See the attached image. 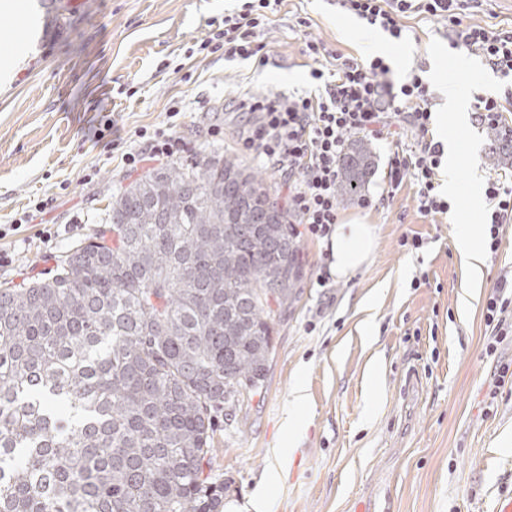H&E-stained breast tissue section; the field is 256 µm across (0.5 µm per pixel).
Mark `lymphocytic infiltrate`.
I'll return each instance as SVG.
<instances>
[{
  "label": "lymphocytic infiltrate",
  "instance_id": "1",
  "mask_svg": "<svg viewBox=\"0 0 512 512\" xmlns=\"http://www.w3.org/2000/svg\"><path fill=\"white\" fill-rule=\"evenodd\" d=\"M282 3L242 0L225 14L221 26L201 40L200 50L267 66L270 57L258 36ZM338 4L397 40L410 36L403 23L409 14L424 16L444 29L454 47L481 57L501 80L503 94L477 96L474 112L480 123L503 126L504 113L512 112V27L465 22L468 0H338ZM304 53L316 64L311 77L318 83L317 92L247 95L239 99L237 110L251 121L244 151L279 174L288 213L303 224L305 234L326 239L335 229L340 160L352 134L375 139L410 134L411 146L395 150L389 158V185L395 190L404 180H412L421 212L447 213L448 202L438 192L443 149L429 136L432 96L421 72L414 70L397 79L383 58L364 62L316 38L306 40ZM323 61L330 63V70L320 69ZM503 128V137L511 145L512 127ZM136 136L141 146L123 155L131 169L146 161H173L183 150L181 138L168 127L142 129ZM485 197L490 217L484 239L495 253L504 225L512 223V177L490 178ZM482 315L490 331L484 355L494 363L493 386L500 389L512 382V360L498 354L500 345L512 338L511 276L497 278Z\"/></svg>",
  "mask_w": 512,
  "mask_h": 512
}]
</instances>
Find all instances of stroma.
<instances>
[{
    "label": "stroma",
    "instance_id": "35a3bbf8",
    "mask_svg": "<svg viewBox=\"0 0 512 512\" xmlns=\"http://www.w3.org/2000/svg\"><path fill=\"white\" fill-rule=\"evenodd\" d=\"M234 6L55 0L47 10L25 0L33 31L14 56L0 58V68L12 67L11 81H0V251L10 257L0 284L45 276L57 256L104 224L113 194L137 176L122 159L135 131L165 126L173 103L186 106L176 122L190 155L216 150L250 166L239 93L310 89V36L362 60L373 56L367 31H342L348 14L336 0H284L260 36L272 58L266 67L190 54ZM300 16L308 26H297ZM404 23L415 32L400 44L405 60L392 51L385 60L399 76L433 74V112L452 91L469 101L502 93L481 59L451 48L432 23L418 15ZM448 133L476 161L440 172V181L452 176L466 188L496 174L486 126L472 121ZM40 202L34 221L12 230ZM353 218L374 227L370 262L319 287L330 263L325 243L299 237L302 290L276 325L264 386L249 407L217 419L211 468L224 481V505L253 512L262 479L284 456L269 512H495L499 498L512 495V390L488 398L482 309L499 275L512 271V224L476 281L456 227L480 232L486 208L471 211L457 199L448 213L423 214L407 181L379 208L341 203V222ZM406 235L421 237L422 248L401 247ZM299 380L305 426L292 447L283 421Z\"/></svg>",
    "mask_w": 512,
    "mask_h": 512
}]
</instances>
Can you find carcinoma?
I'll list each match as a JSON object with an SVG mask.
<instances>
[{
	"instance_id": "carcinoma-1",
	"label": "carcinoma",
	"mask_w": 512,
	"mask_h": 512,
	"mask_svg": "<svg viewBox=\"0 0 512 512\" xmlns=\"http://www.w3.org/2000/svg\"><path fill=\"white\" fill-rule=\"evenodd\" d=\"M374 168L354 139L349 202ZM234 157L153 169L45 278L0 287V512H223L215 413L253 398L302 269Z\"/></svg>"
}]
</instances>
